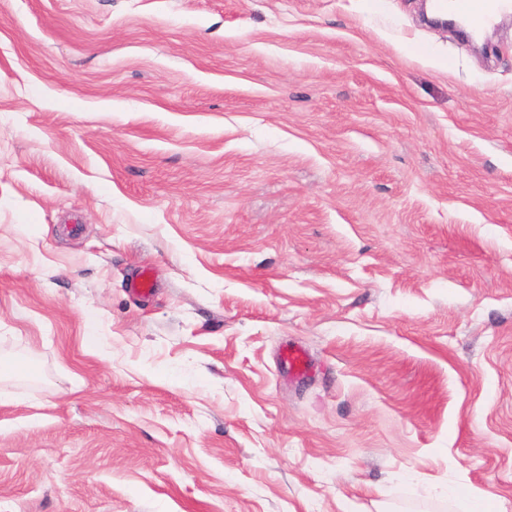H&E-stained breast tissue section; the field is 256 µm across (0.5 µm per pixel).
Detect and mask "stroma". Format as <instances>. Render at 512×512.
<instances>
[{
    "mask_svg": "<svg viewBox=\"0 0 512 512\" xmlns=\"http://www.w3.org/2000/svg\"><path fill=\"white\" fill-rule=\"evenodd\" d=\"M421 10L0 0V512H512V14Z\"/></svg>",
    "mask_w": 512,
    "mask_h": 512,
    "instance_id": "obj_1",
    "label": "stroma"
}]
</instances>
